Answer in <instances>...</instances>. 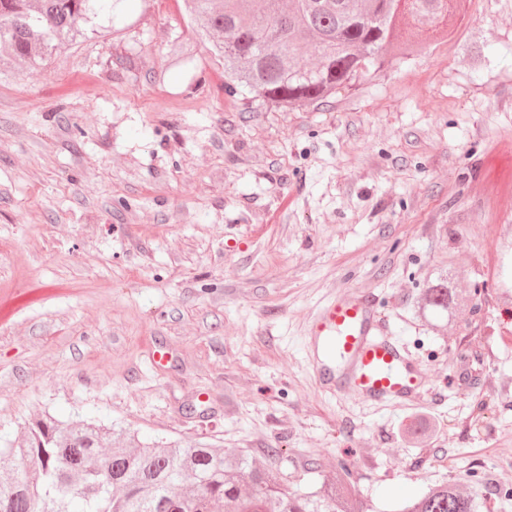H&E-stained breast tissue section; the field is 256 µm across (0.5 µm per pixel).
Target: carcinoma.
I'll use <instances>...</instances> for the list:
<instances>
[{"label":"carcinoma","mask_w":512,"mask_h":512,"mask_svg":"<svg viewBox=\"0 0 512 512\" xmlns=\"http://www.w3.org/2000/svg\"><path fill=\"white\" fill-rule=\"evenodd\" d=\"M128 0H0V77L20 66L46 68L61 48L115 28ZM194 37L175 41L170 66L204 45L224 68L225 87L284 106L317 102L411 55L441 32L451 0H183ZM470 297L439 270L415 313L455 320ZM197 442H141L124 430L51 417L0 446V473L11 477L0 512H374L358 496L348 465L312 492L284 486L273 463ZM391 512H485L481 488L466 480L434 485Z\"/></svg>","instance_id":"obj_1"}]
</instances>
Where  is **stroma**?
Wrapping results in <instances>:
<instances>
[{
  "mask_svg": "<svg viewBox=\"0 0 512 512\" xmlns=\"http://www.w3.org/2000/svg\"><path fill=\"white\" fill-rule=\"evenodd\" d=\"M129 11L0 82V436L48 414L279 448L290 488L344 463L375 512L491 475L512 512V0H457L447 35L293 109L205 51L168 67L182 0ZM443 267L472 301L436 329L413 308ZM345 292L422 366L413 402L317 383L309 329Z\"/></svg>",
  "mask_w": 512,
  "mask_h": 512,
  "instance_id": "1",
  "label": "stroma"
}]
</instances>
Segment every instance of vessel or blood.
Wrapping results in <instances>:
<instances>
[{
  "label": "vessel or blood",
  "instance_id": "1",
  "mask_svg": "<svg viewBox=\"0 0 512 512\" xmlns=\"http://www.w3.org/2000/svg\"><path fill=\"white\" fill-rule=\"evenodd\" d=\"M310 335L319 351L315 368L324 386H334L340 377L367 399L416 397L423 381L421 368L389 337L370 297L353 293L330 298L317 313ZM337 366L342 376H335Z\"/></svg>",
  "mask_w": 512,
  "mask_h": 512
}]
</instances>
